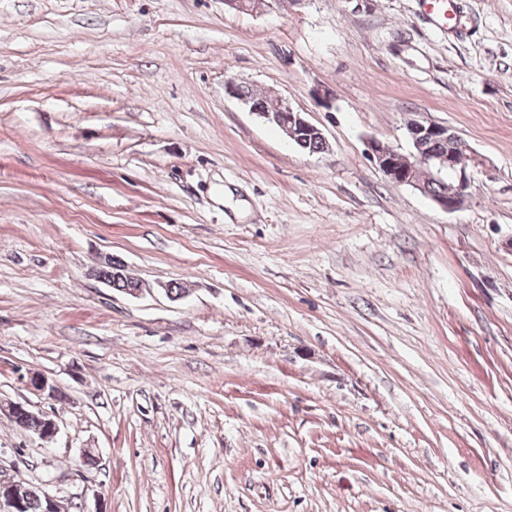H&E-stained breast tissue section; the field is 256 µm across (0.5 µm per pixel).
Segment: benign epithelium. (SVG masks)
Returning <instances> with one entry per match:
<instances>
[{
    "label": "benign epithelium",
    "instance_id": "benign-epithelium-1",
    "mask_svg": "<svg viewBox=\"0 0 512 512\" xmlns=\"http://www.w3.org/2000/svg\"><path fill=\"white\" fill-rule=\"evenodd\" d=\"M272 2L274 0H251L247 6L244 0H224V5L238 10L245 8L249 13H261L270 8ZM224 91L263 121L280 127L291 140L302 137L325 140L320 128L282 99L272 106L256 104L240 95L239 84L232 78L225 80ZM407 132L411 144V150L407 153L392 151L376 140L369 143L370 157L378 170L392 184L420 190L446 212H454L461 208L468 188L466 170L458 166L455 152H433L430 149L432 143H446L458 139V136L444 125L420 120L410 121ZM421 168L433 169L441 177L448 176V190L437 194L429 192L425 185L416 179L417 171ZM28 384L50 399L57 398V387L49 383L43 375H30ZM22 488L23 482L0 476V512H21L24 508Z\"/></svg>",
    "mask_w": 512,
    "mask_h": 512
}]
</instances>
